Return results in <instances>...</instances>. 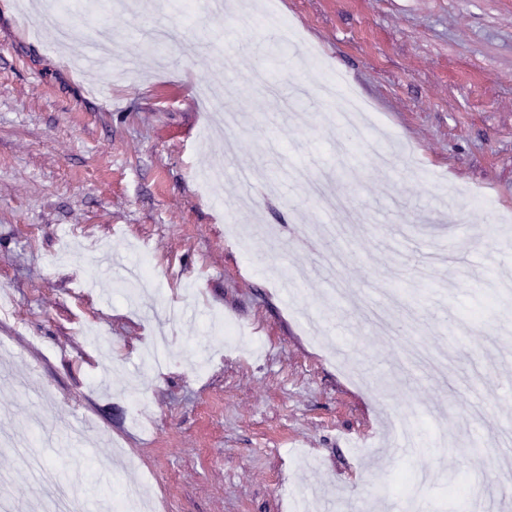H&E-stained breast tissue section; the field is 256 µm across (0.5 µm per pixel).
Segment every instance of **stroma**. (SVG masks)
<instances>
[{"mask_svg": "<svg viewBox=\"0 0 512 512\" xmlns=\"http://www.w3.org/2000/svg\"><path fill=\"white\" fill-rule=\"evenodd\" d=\"M75 0L60 43L0 0V423L114 512H427L500 504L512 452V0H279L286 60L232 0ZM96 67L80 61L98 29ZM342 74L377 115L347 130L316 92ZM330 176L376 230L306 250L337 218L291 181ZM479 226L449 229L448 213ZM343 266L318 262L325 248ZM150 255L160 290L99 263ZM240 327L232 341L224 323ZM139 412L146 432L131 419ZM415 426L395 444L394 418ZM9 494L38 479L0 447Z\"/></svg>", "mask_w": 512, "mask_h": 512, "instance_id": "stroma-1", "label": "stroma"}]
</instances>
